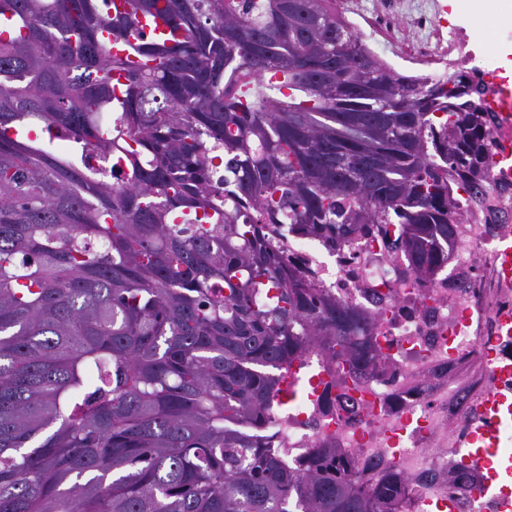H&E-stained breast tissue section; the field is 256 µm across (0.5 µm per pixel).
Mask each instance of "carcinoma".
<instances>
[{
  "label": "carcinoma",
  "instance_id": "obj_1",
  "mask_svg": "<svg viewBox=\"0 0 512 512\" xmlns=\"http://www.w3.org/2000/svg\"><path fill=\"white\" fill-rule=\"evenodd\" d=\"M112 2L0 0V512H391L335 449L256 439L306 351L379 361L273 225L391 224L431 277L488 161L471 85L394 70L333 0Z\"/></svg>",
  "mask_w": 512,
  "mask_h": 512
}]
</instances>
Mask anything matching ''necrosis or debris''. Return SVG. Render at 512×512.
<instances>
[{"mask_svg": "<svg viewBox=\"0 0 512 512\" xmlns=\"http://www.w3.org/2000/svg\"><path fill=\"white\" fill-rule=\"evenodd\" d=\"M362 40L390 47L393 66L433 81L465 73L489 118L482 198L451 210V258L428 279L373 232L334 248L292 231L285 257L326 294L371 323L380 363L355 370L317 350L295 361V395L271 413L263 439L284 466L335 449L360 483L397 484V512H503L512 488V53H489L472 28L450 21L444 0H336Z\"/></svg>", "mask_w": 512, "mask_h": 512, "instance_id": "necrosis-or-debris-1", "label": "necrosis or debris"}]
</instances>
